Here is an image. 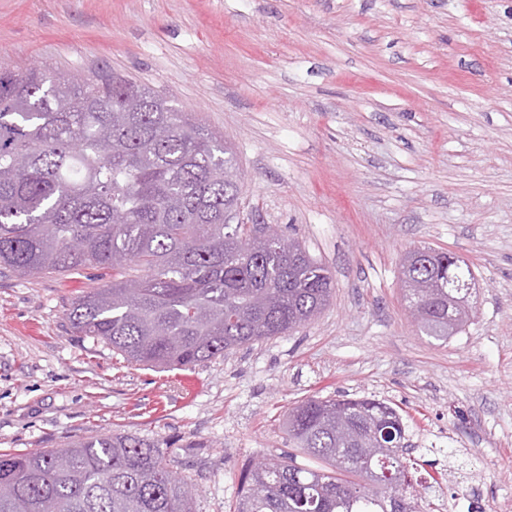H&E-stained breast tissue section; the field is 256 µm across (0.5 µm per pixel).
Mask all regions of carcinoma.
I'll return each instance as SVG.
<instances>
[{"instance_id":"cac0c4a2","label":"carcinoma","mask_w":512,"mask_h":512,"mask_svg":"<svg viewBox=\"0 0 512 512\" xmlns=\"http://www.w3.org/2000/svg\"><path fill=\"white\" fill-rule=\"evenodd\" d=\"M224 139L123 74L71 78L43 68L0 71V268L20 277L107 269L112 281L69 305L71 328L155 369H185L282 336L329 304L333 278L301 243L289 257L259 245L258 225L232 224L240 197L224 176ZM404 277L415 322L441 342L470 321L471 267L432 248ZM288 440L319 460L272 456L241 475L234 512H408L406 426L375 399L305 400ZM379 437L370 465L358 440ZM70 458L74 482L56 466ZM190 483L161 443L100 437L39 452L0 453V512H195Z\"/></svg>"}]
</instances>
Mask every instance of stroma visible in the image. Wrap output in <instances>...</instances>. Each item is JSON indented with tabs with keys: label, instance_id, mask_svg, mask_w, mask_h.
<instances>
[{
	"label": "stroma",
	"instance_id": "35a3bbf8",
	"mask_svg": "<svg viewBox=\"0 0 512 512\" xmlns=\"http://www.w3.org/2000/svg\"><path fill=\"white\" fill-rule=\"evenodd\" d=\"M147 84L232 148L240 217L301 242L335 292L308 324L160 371L76 335L107 271L0 273V451L134 434L234 512L240 472L291 453L309 398L389 403L431 512H512V0H0V69ZM461 256L466 329L414 325L403 254Z\"/></svg>",
	"mask_w": 512,
	"mask_h": 512
}]
</instances>
